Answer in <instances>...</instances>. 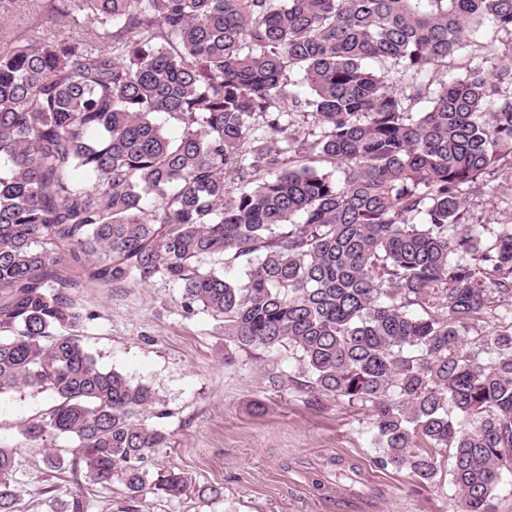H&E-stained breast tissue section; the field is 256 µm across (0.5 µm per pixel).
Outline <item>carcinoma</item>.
Instances as JSON below:
<instances>
[{
  "mask_svg": "<svg viewBox=\"0 0 512 512\" xmlns=\"http://www.w3.org/2000/svg\"><path fill=\"white\" fill-rule=\"evenodd\" d=\"M46 19L71 35L35 36ZM486 25L493 68L436 80ZM4 30L0 394L53 396L23 432L71 445L45 449L78 487L44 488L49 512H88L83 485L114 479L132 502L191 489L150 469L169 444L142 419L150 387L71 333L91 314L66 263L103 286L160 277L236 347L292 352L312 402L368 410L382 465L433 484L445 456L462 512H490L512 469V314L478 323L512 307V222L471 224L468 201L512 181V0H40Z\"/></svg>",
  "mask_w": 512,
  "mask_h": 512,
  "instance_id": "carcinoma-1",
  "label": "carcinoma"
}]
</instances>
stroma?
<instances>
[{
	"label": "stroma",
	"mask_w": 512,
	"mask_h": 512,
	"mask_svg": "<svg viewBox=\"0 0 512 512\" xmlns=\"http://www.w3.org/2000/svg\"><path fill=\"white\" fill-rule=\"evenodd\" d=\"M469 211L471 223L492 229L512 220V183L493 180L471 197ZM76 301L94 314L77 334L99 366L154 393L144 418L170 444L153 451V469L174 467L195 486L223 490L217 500L193 494L169 502L149 494L137 512H460L447 473L431 485L381 466L365 410L333 396L321 409L309 407L299 387L307 375L292 355L240 350L207 313H186L180 289L164 279L90 283ZM257 400L263 411H254ZM51 404L50 393L27 388L0 394V446L17 451L19 512H33L46 478L41 446L21 429ZM330 456L358 463L365 487L335 478L315 489V468Z\"/></svg>",
	"instance_id": "35a3bbf8"
}]
</instances>
